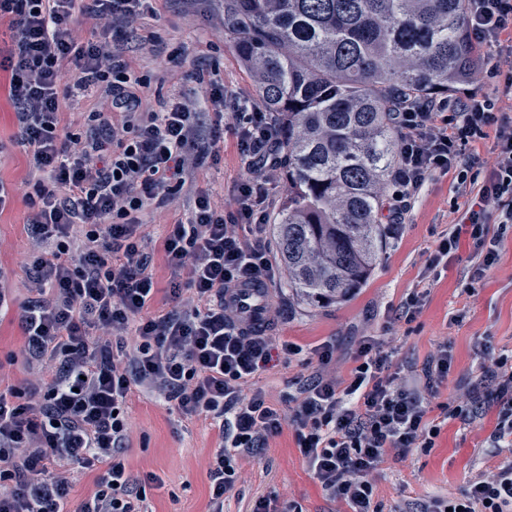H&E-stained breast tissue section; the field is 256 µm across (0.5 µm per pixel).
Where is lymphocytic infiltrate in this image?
<instances>
[{"label": "lymphocytic infiltrate", "instance_id": "lymphocytic-infiltrate-1", "mask_svg": "<svg viewBox=\"0 0 512 512\" xmlns=\"http://www.w3.org/2000/svg\"><path fill=\"white\" fill-rule=\"evenodd\" d=\"M152 2L0 0V29L11 40L0 71L8 74L16 140L41 175L26 199L28 295L12 307L0 287V314L15 313L22 353L34 365L31 377L0 388V512H151L146 481L125 459L128 402L137 390L217 427L208 512H224L239 460L256 456L287 425L313 477L347 512H383L372 473L386 457L430 452L448 422L468 426L494 411L488 443L511 448L512 352H481L480 380L466 400L442 404L436 418L422 388L402 381L386 342L375 336L359 340L342 380L327 371L334 342L308 352L318 366L289 410L262 390H248L273 350L291 358L307 353L243 328L224 301L229 289L282 278L266 236L279 123L274 113L239 103L237 149L256 175L239 184L236 210L224 215L192 181L208 143L221 136L219 128H205L203 116L223 114V83L196 69L191 77L202 99L171 95L149 104L150 76L138 74L119 46L154 19ZM81 16L94 18L95 27L82 31ZM466 24L487 51L488 79L512 97V44L503 42L512 33V0H468ZM87 95L97 107L77 132L64 110ZM495 107L494 98L471 92L453 106L409 97L393 114L400 146L388 203L393 225L404 223L410 199L434 172L455 171L466 185L474 165L466 146L494 137L489 178L433 259L447 263L469 238L478 277L512 234V120ZM185 191L193 195L190 215L163 239L172 307L154 315L143 226ZM79 470L94 473L95 490L74 507ZM416 512H512V463L490 477L475 475L459 495L430 498Z\"/></svg>", "mask_w": 512, "mask_h": 512}]
</instances>
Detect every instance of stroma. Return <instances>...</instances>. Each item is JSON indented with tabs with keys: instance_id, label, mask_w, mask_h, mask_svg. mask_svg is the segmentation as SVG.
I'll use <instances>...</instances> for the list:
<instances>
[{
	"instance_id": "stroma-1",
	"label": "stroma",
	"mask_w": 512,
	"mask_h": 512,
	"mask_svg": "<svg viewBox=\"0 0 512 512\" xmlns=\"http://www.w3.org/2000/svg\"><path fill=\"white\" fill-rule=\"evenodd\" d=\"M157 18L151 30L158 42L170 48L185 47L188 53L181 77L165 83L162 95L201 96L190 78L202 67L223 81L226 94L255 97L251 76L229 47L221 23L219 0H156ZM0 76V182L17 193L0 210V267L13 283L24 277L23 263L30 246L26 231L30 156L13 140L14 116ZM233 111L223 117L207 114V125L223 123L224 139L210 147L202 165L192 176L196 187L208 190L225 213L236 209L239 184L253 173L237 151ZM471 199L459 189L453 174L437 172L427 179L411 201L405 224L389 229L372 274L363 288L346 300L312 307L277 283L271 288V321L274 334L311 349L323 342L336 344V359L329 371L346 378L353 366L359 337L377 336L394 350V366H422L439 342H448L453 366L447 384L429 393L432 404L462 398L479 376L474 359L476 346L489 342L492 348L512 349V240L499 249L498 260L479 280H472L471 246L462 245L447 267L430 270L429 264L441 236L458 220ZM193 205L184 195L179 206L154 213L144 231L154 254L152 274L158 293L153 314L166 313V290L170 273L159 254L160 243L170 224L186 219ZM424 293L415 321L399 318L401 301L413 291ZM22 332L13 315L0 318V381L23 378L28 367L21 357ZM314 364L279 356L260 371L253 387L264 390L273 403L296 395L300 382ZM130 441L128 463L134 474L159 476L162 488L148 489L155 512H207L210 455L217 444V428L197 418H186L154 398L137 393L129 404ZM494 413L480 423L464 427L448 423L430 453L393 457L373 473L375 499L384 507L415 503L432 496L459 494L477 473L491 474L512 462V449L486 451L485 440L493 429ZM270 496L293 503L302 512H345L346 506L327 499L308 470L298 448L295 432L284 427L266 450L241 463L240 480L227 498L226 512H249L254 499Z\"/></svg>"
}]
</instances>
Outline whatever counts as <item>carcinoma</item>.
Returning a JSON list of instances; mask_svg holds the SVG:
<instances>
[{"label": "carcinoma", "instance_id": "1", "mask_svg": "<svg viewBox=\"0 0 512 512\" xmlns=\"http://www.w3.org/2000/svg\"><path fill=\"white\" fill-rule=\"evenodd\" d=\"M466 0H224V35L280 119L288 195L273 225L287 287L309 305L363 287L399 157L392 112L480 66Z\"/></svg>", "mask_w": 512, "mask_h": 512}]
</instances>
